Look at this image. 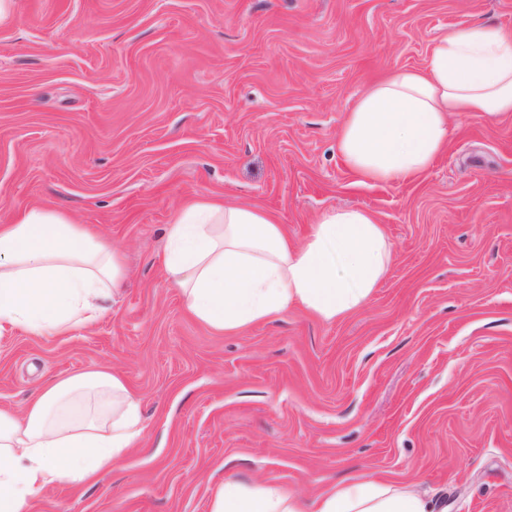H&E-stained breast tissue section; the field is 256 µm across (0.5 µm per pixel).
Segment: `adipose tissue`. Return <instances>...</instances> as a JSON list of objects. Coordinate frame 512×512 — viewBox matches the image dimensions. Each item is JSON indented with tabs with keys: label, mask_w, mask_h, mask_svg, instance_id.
I'll return each instance as SVG.
<instances>
[{
	"label": "adipose tissue",
	"mask_w": 512,
	"mask_h": 512,
	"mask_svg": "<svg viewBox=\"0 0 512 512\" xmlns=\"http://www.w3.org/2000/svg\"><path fill=\"white\" fill-rule=\"evenodd\" d=\"M512 112V28L477 22L438 39L421 69H392L346 113L336 149L364 184L428 172L448 145V115ZM394 247L374 214L329 209L302 241L267 212L192 200L167 229L164 268L187 311L219 332L299 308L324 321L368 304ZM126 286L121 249L54 208L0 224V332L65 336L95 323ZM145 431L142 401L99 365L45 381L23 413L0 407V512L125 461ZM212 512H434L411 485L353 475L308 499L288 487L226 478Z\"/></svg>",
	"instance_id": "obj_1"
}]
</instances>
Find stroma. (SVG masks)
Returning a JSON list of instances; mask_svg holds the SVG:
<instances>
[{
    "label": "stroma",
    "instance_id": "obj_1",
    "mask_svg": "<svg viewBox=\"0 0 512 512\" xmlns=\"http://www.w3.org/2000/svg\"><path fill=\"white\" fill-rule=\"evenodd\" d=\"M477 21L512 26V0H12L0 221L66 212L122 246L127 286L71 335L1 333L0 407L107 364L146 425L123 466L27 512H211L230 475L314 497L357 473L512 512V113L450 116L447 150L401 184L357 183L336 150L366 85ZM194 198L297 240L323 210L366 208L394 260L350 315L218 333L163 268Z\"/></svg>",
    "mask_w": 512,
    "mask_h": 512
}]
</instances>
